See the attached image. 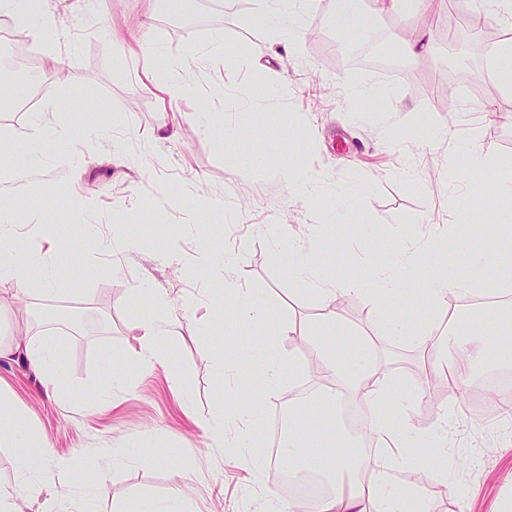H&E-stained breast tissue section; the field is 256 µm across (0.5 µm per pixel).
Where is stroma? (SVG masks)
<instances>
[{
	"label": "stroma",
	"mask_w": 512,
	"mask_h": 512,
	"mask_svg": "<svg viewBox=\"0 0 512 512\" xmlns=\"http://www.w3.org/2000/svg\"><path fill=\"white\" fill-rule=\"evenodd\" d=\"M257 6V0H197L192 14L174 16L149 10L147 0H102L96 7L89 0H51L62 30L49 52L26 37L24 27H9L36 56L44 92L29 111H0V152L34 157L16 171L0 172V205L14 210L21 237L38 235L48 246L53 227L66 225L81 249L58 248L69 281L56 296L40 292L39 271L30 273L24 295L13 280L0 277V305L12 312L0 324V338H52L68 395L46 391L24 363L12 359H0V387L13 394L54 454L70 458V471L46 465L40 483L43 496L65 502L72 512H120L138 496H164L176 481L188 512H263L268 501H286L280 468L262 461L257 480L249 481L241 449L216 447L200 424L227 399L260 400L268 408L284 400L290 412H299L304 391L315 382L320 360L300 337L319 318L322 303L276 263L265 226L284 225L304 247L312 233H320L323 264L347 281L364 277L381 257L399 250L423 219L490 225V233L470 242L485 250L504 225H512V210L477 211L464 203L474 196L480 174L464 167L469 140L477 141L483 171L494 177L502 175L501 162L512 159V94L503 93L498 76H486L482 55L467 42L472 30L466 18L482 17L488 27L512 34L511 19L470 0H457L452 15L437 19L424 17L414 0H401L383 15L374 14L372 0H360L375 30L369 42L336 30L331 0H311L301 17L310 37L292 47L252 25ZM111 26L142 29L148 44L162 49L154 81L143 78L136 59L114 51ZM424 28L433 35L431 51L405 62L401 41ZM210 42L223 45V60L189 64L192 48ZM174 62L191 91L159 99L156 86L176 75ZM448 83L467 90L449 110L437 100ZM253 98L264 99V111L248 110ZM489 102L499 113L493 122L483 117ZM81 104L90 112H78ZM214 119L232 121L252 136L224 146L219 132L206 129ZM60 127L70 128V136H55ZM152 130L159 138L148 150L141 136ZM258 142L266 156L261 165L252 158ZM61 155L74 158V166L59 165ZM287 164L315 177L318 202L303 203L279 179ZM160 185L168 198L159 204L154 196ZM207 198L224 200L223 210H206ZM200 224L216 225L218 244L238 255L233 274L239 287L291 326L278 348L295 356L302 371L276 395H264L246 371L227 383L216 376L229 338L211 304L213 285L184 272L196 256ZM169 235L180 240L175 262L158 251ZM126 237L136 241L134 251L124 249ZM106 241L111 251H103ZM142 280L164 291L166 307L150 304L140 311L130 305L129 286ZM190 295L199 307L174 328L172 368L137 377L106 408L90 410L87 392L134 346L142 312L176 311ZM460 301L449 296L447 305L427 316L408 295H394L384 312L413 322L430 318L434 336L444 337L449 306ZM335 311L347 332L367 344L378 374L422 394L408 422L426 430L451 400L444 396L427 406L432 360L423 345L378 336L372 307L359 295H340ZM202 324L208 335H198ZM457 371L470 378L472 392L453 427L456 451L448 476L416 474V487L426 512H495L512 499V439L504 434L500 408L477 395L482 381L471 363ZM132 438L164 446L172 467L154 466L147 448L139 460L113 463V449Z\"/></svg>",
	"instance_id": "stroma-1"
}]
</instances>
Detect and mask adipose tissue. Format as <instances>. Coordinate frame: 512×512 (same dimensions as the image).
<instances>
[{
  "label": "adipose tissue",
  "mask_w": 512,
  "mask_h": 512,
  "mask_svg": "<svg viewBox=\"0 0 512 512\" xmlns=\"http://www.w3.org/2000/svg\"><path fill=\"white\" fill-rule=\"evenodd\" d=\"M47 2L0 0V14L10 15L27 26L35 43L48 46L54 43L60 25L49 14ZM307 2L260 0L261 7L254 22L270 35L302 43L306 32L300 17ZM214 233L212 225H200L199 257L188 267L190 273L203 272L211 280L221 283L222 288L213 299L214 310L224 315L229 327L249 321L283 332L286 321L278 312L238 288L233 277L234 261L217 249L213 242ZM460 233V225L424 221L420 234L410 239L399 255L381 260L367 279L340 283L315 255L303 251L280 227H273L278 261L294 282L318 295L325 308L318 332L304 335L303 340L321 358L327 377L346 388L366 413L367 431L379 447L374 455L360 448L356 440L344 433L332 408L289 418L282 435L278 463L292 473L316 472L330 484V492L315 501V512H424L422 498L412 477L423 470L428 461L433 463L437 476H447V460L453 451L448 431L456 419L455 409H448L428 430L411 428L404 416L415 400L414 394L396 389L391 378L376 375L364 347L340 349L328 342V335L340 328L335 312L330 309L339 294L356 292L369 301L378 315L375 327L382 335L395 339L407 336L431 345L439 354L452 349L474 361L512 365L511 313L493 314V338L482 337L461 326L445 341L433 338L426 322L413 324L399 317L387 320L381 316L387 299L403 288L404 277L421 270L442 268L438 243L459 238ZM32 267L39 268L45 293L56 292L67 282V275L56 263L53 252L42 249L36 240L17 237L13 213L1 211L0 275L10 276L22 288L27 284V271ZM444 270L443 276L426 279L423 292L414 297L416 304L433 308L445 305L449 294L466 293L467 281L471 278L480 281L488 291L512 281V228L503 230L492 252L470 253L463 268ZM137 330L130 360L144 372L170 366L172 353L168 341L172 330L169 323L156 315L146 314ZM233 349L236 353L234 361L218 362V372L228 377L236 374L239 365L251 363L266 394L277 393L298 371L296 362L277 349L274 338H267L263 345L257 346L250 337L242 336L236 340ZM11 354L26 362L45 387L60 393L56 351L50 342L36 344L19 338L7 344L0 343V357ZM201 427L216 444L246 449V464L258 467L260 450L266 445L261 402L222 409L203 418ZM0 446L17 451V481L10 493L0 492V512H24L33 494L28 479L41 470L48 443L35 432L26 414L1 393Z\"/></svg>",
  "instance_id": "adipose-tissue-1"
}]
</instances>
